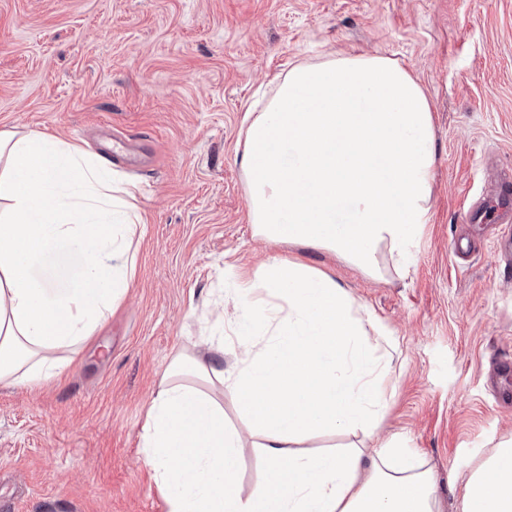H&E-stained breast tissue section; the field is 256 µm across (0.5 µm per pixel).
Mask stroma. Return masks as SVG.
Wrapping results in <instances>:
<instances>
[{
  "mask_svg": "<svg viewBox=\"0 0 512 512\" xmlns=\"http://www.w3.org/2000/svg\"><path fill=\"white\" fill-rule=\"evenodd\" d=\"M382 55L423 87L437 140L429 224L407 271L374 278L326 249L254 237L242 121L297 63ZM0 129L102 155L138 185L134 282L56 379L0 383V512H167L142 428L178 354L236 339L232 284L274 256L335 274L384 335L372 426L295 442L322 453L392 437L430 469L440 512L512 438L510 224H471L512 174V0H0Z\"/></svg>",
  "mask_w": 512,
  "mask_h": 512,
  "instance_id": "1",
  "label": "stroma"
}]
</instances>
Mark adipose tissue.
Masks as SVG:
<instances>
[{
	"label": "adipose tissue",
	"mask_w": 512,
	"mask_h": 512,
	"mask_svg": "<svg viewBox=\"0 0 512 512\" xmlns=\"http://www.w3.org/2000/svg\"><path fill=\"white\" fill-rule=\"evenodd\" d=\"M243 179L255 237L341 255L369 274L407 259L430 218L435 137L420 84L381 56L332 55L289 69L249 112ZM137 187L106 159L43 133L0 130V380H51L125 294L135 274ZM249 332L167 370L143 428L145 462L171 488L168 512H437L432 475L394 440L315 456L292 437L375 420L386 367L329 274L275 257L236 281ZM250 422L266 469L241 496L243 439L212 388ZM464 512H512V440L466 484Z\"/></svg>",
	"instance_id": "adipose-tissue-1"
}]
</instances>
